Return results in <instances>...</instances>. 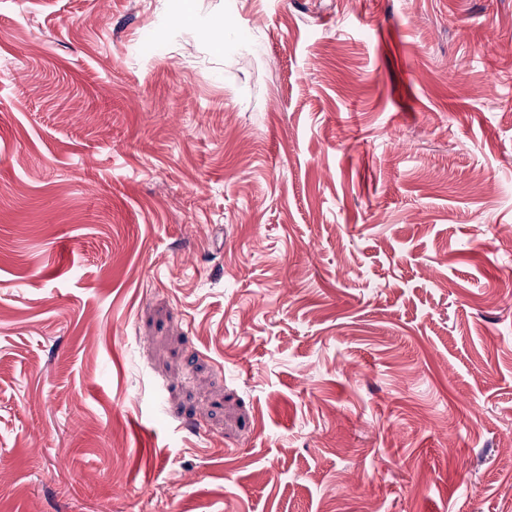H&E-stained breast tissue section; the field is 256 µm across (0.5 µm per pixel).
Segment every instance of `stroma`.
Here are the masks:
<instances>
[{
  "label": "stroma",
  "instance_id": "obj_1",
  "mask_svg": "<svg viewBox=\"0 0 512 512\" xmlns=\"http://www.w3.org/2000/svg\"><path fill=\"white\" fill-rule=\"evenodd\" d=\"M511 238L512 0H0V512H512Z\"/></svg>",
  "mask_w": 512,
  "mask_h": 512
}]
</instances>
